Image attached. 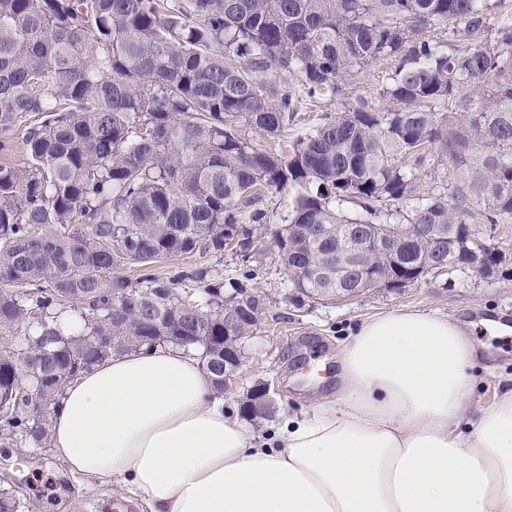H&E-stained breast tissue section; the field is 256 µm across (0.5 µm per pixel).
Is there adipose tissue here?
<instances>
[{"label":"adipose tissue","instance_id":"obj_1","mask_svg":"<svg viewBox=\"0 0 512 512\" xmlns=\"http://www.w3.org/2000/svg\"><path fill=\"white\" fill-rule=\"evenodd\" d=\"M478 347L394 309L342 343L336 394L253 437L193 351L133 350L73 377L50 446L144 512H512V383L474 408Z\"/></svg>","mask_w":512,"mask_h":512}]
</instances>
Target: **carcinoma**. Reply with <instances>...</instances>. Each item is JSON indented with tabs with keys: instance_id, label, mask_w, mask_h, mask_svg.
<instances>
[{
	"instance_id": "carcinoma-1",
	"label": "carcinoma",
	"mask_w": 512,
	"mask_h": 512,
	"mask_svg": "<svg viewBox=\"0 0 512 512\" xmlns=\"http://www.w3.org/2000/svg\"><path fill=\"white\" fill-rule=\"evenodd\" d=\"M374 65L378 97L353 96ZM304 98L338 108L281 154L246 135L279 137ZM433 159L438 194L421 184ZM277 195L298 305L400 292L441 260L470 267L463 225L512 220L507 0H0V335L22 340L0 349V448L47 447L68 380L132 349L195 350L222 397L223 274L117 268L222 255ZM409 224L443 225L448 251Z\"/></svg>"
}]
</instances>
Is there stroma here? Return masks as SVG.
<instances>
[{
	"instance_id": "1",
	"label": "stroma",
	"mask_w": 512,
	"mask_h": 512,
	"mask_svg": "<svg viewBox=\"0 0 512 512\" xmlns=\"http://www.w3.org/2000/svg\"><path fill=\"white\" fill-rule=\"evenodd\" d=\"M478 231L506 255L491 275L459 269L427 276L398 293L381 288L333 305L293 304L271 247L254 252L245 265L230 254L218 258L195 253L163 259L148 270L159 275L204 264L223 269L228 279L252 273L250 285L261 304L257 325L245 341V362L224 394L230 408L242 409L247 392L265 382L275 393L278 417L306 410L318 394L335 386L334 360L343 340L368 317L391 309L436 311L464 325L484 349L473 373L474 402L485 406L492 402L498 381L512 375V345L500 342L498 333L484 324L488 318L512 324V223L492 230L482 224ZM148 270L130 262L118 273L135 279ZM0 490L19 498L28 512H113L115 497L109 485L84 487L48 447L0 454Z\"/></svg>"
}]
</instances>
